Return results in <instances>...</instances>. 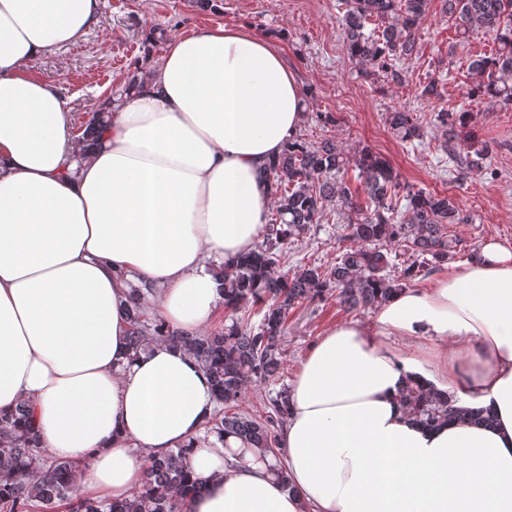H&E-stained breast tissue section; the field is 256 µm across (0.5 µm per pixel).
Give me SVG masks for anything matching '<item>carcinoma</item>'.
I'll use <instances>...</instances> for the list:
<instances>
[{"mask_svg": "<svg viewBox=\"0 0 512 512\" xmlns=\"http://www.w3.org/2000/svg\"><path fill=\"white\" fill-rule=\"evenodd\" d=\"M432 0H339L349 58L363 73L377 70L395 82L402 79L397 62L416 52L415 30L426 18ZM441 12L454 25L457 37L465 39L475 29L488 33L495 50L470 62L476 82L467 92L469 107L444 109L436 121L443 129L444 147L465 177L485 167L487 148L474 156L457 154L456 130L475 117L474 106L484 99L512 109V0H440ZM373 25L367 29V25ZM103 113L95 112L85 123L83 139L94 142ZM386 121L404 141L422 135L413 113L394 110ZM350 158L344 148L330 141L309 147L291 141L280 157L264 168L276 217L269 222L267 241L254 246L224 267V308L236 315L248 307L263 312L257 328L239 319L224 329L203 336H184L165 328L149 314L140 288L131 290L128 307L129 347L134 353L147 350L151 341L165 339L191 352L210 376L217 403V417L210 431L219 439L233 435L249 448L266 456L280 453L279 430L289 408L286 387L266 399L262 413L251 415L239 409L245 385L252 378L275 381L281 362L278 340L288 312L296 304L338 291L347 311L376 307L407 283L448 260L452 240L448 225L464 218L454 199L447 195L403 185L390 162L367 149L358 151L355 163L364 180L366 200L355 196L345 179ZM407 201L408 218L397 221L399 200ZM338 206L353 214L343 249L331 266L306 263L283 272L290 245L309 224H316L326 206ZM403 246L413 261L395 274L389 261L390 247ZM402 401L428 428L449 423L459 416L448 397L409 384ZM25 403L15 412L0 415V512H184L188 497L202 490L187 466L184 448L151 459L144 486L123 501H97L81 495L75 479L76 465L64 458L45 455L28 424Z\"/></svg>", "mask_w": 512, "mask_h": 512, "instance_id": "1", "label": "carcinoma"}]
</instances>
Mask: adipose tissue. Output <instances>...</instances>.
Returning a JSON list of instances; mask_svg holds the SVG:
<instances>
[{
    "instance_id": "adipose-tissue-1",
    "label": "adipose tissue",
    "mask_w": 512,
    "mask_h": 512,
    "mask_svg": "<svg viewBox=\"0 0 512 512\" xmlns=\"http://www.w3.org/2000/svg\"><path fill=\"white\" fill-rule=\"evenodd\" d=\"M99 12L0 0V415L27 403L41 447L78 462L80 492L101 501L128 498L151 457L189 444L206 485L187 512H512V248L499 242L308 349L281 428L285 484L237 437L206 436L216 404L191 353L164 340L131 353L132 287L170 329L209 326L220 267L267 223L262 173L305 102L266 39L200 27L107 103L88 144L70 98L28 69ZM411 383L461 417L422 427L401 401ZM474 407L493 425L464 417Z\"/></svg>"
}]
</instances>
